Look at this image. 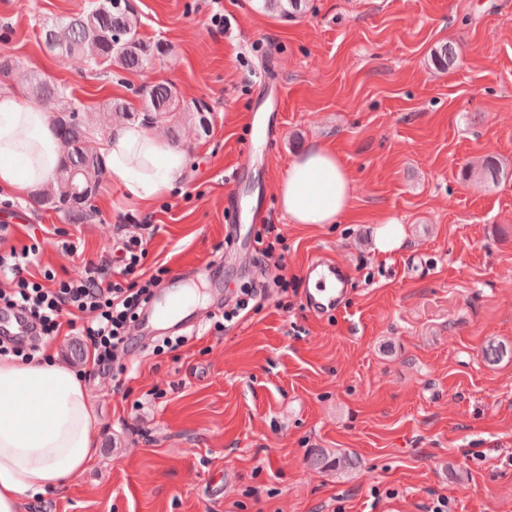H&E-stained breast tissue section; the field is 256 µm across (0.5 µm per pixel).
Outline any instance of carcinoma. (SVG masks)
Listing matches in <instances>:
<instances>
[{"label":"carcinoma","instance_id":"carcinoma-1","mask_svg":"<svg viewBox=\"0 0 512 512\" xmlns=\"http://www.w3.org/2000/svg\"><path fill=\"white\" fill-rule=\"evenodd\" d=\"M261 8L282 18H298L309 9L310 0H259ZM139 19L131 0H93L81 14L65 22L42 29L45 44L53 51L65 55L85 57L93 69L116 65L137 71L144 68L150 58L164 57L169 53L159 42H148L138 32ZM435 66L448 69L458 60V53L450 44L435 49L432 56ZM146 111L167 115L178 110L180 101L175 87L169 83L146 82L141 88ZM31 92L50 109L61 103L53 126L63 154L56 175V187L39 198V203L50 207L65 206L81 219L91 207V199L107 170L104 158L85 147L86 125L70 113L72 103L66 91L37 79L31 83ZM105 119H129L132 110L126 101L114 99L105 107ZM499 169L493 160L486 161L481 171L464 169V175L478 184L488 186L496 182ZM316 467L328 466L343 473L354 469L357 459L351 454L331 455L322 450L312 458Z\"/></svg>","mask_w":512,"mask_h":512}]
</instances>
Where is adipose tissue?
Wrapping results in <instances>:
<instances>
[{
	"mask_svg": "<svg viewBox=\"0 0 512 512\" xmlns=\"http://www.w3.org/2000/svg\"><path fill=\"white\" fill-rule=\"evenodd\" d=\"M101 151L109 175L143 201L171 191L188 165L184 150L138 122L113 126ZM61 154L48 112L0 89V192L51 189ZM277 197L288 223L335 224L352 209L353 185L336 156L315 147L291 162ZM96 429L87 391L70 369L48 359H0V512L64 489L93 460Z\"/></svg>",
	"mask_w": 512,
	"mask_h": 512,
	"instance_id": "1",
	"label": "adipose tissue"
}]
</instances>
